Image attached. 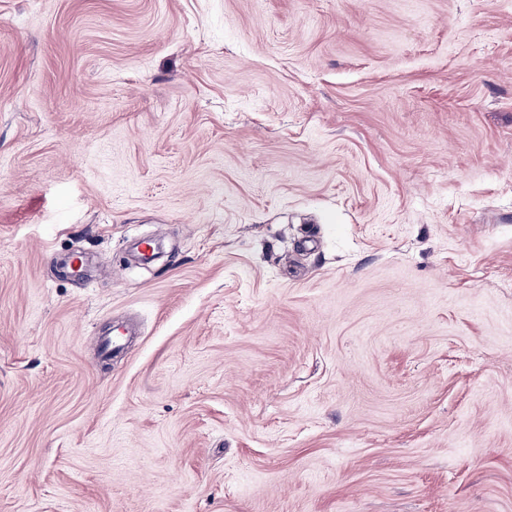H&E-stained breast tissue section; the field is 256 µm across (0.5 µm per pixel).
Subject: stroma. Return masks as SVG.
Masks as SVG:
<instances>
[{
	"label": "stroma",
	"instance_id": "obj_1",
	"mask_svg": "<svg viewBox=\"0 0 512 512\" xmlns=\"http://www.w3.org/2000/svg\"><path fill=\"white\" fill-rule=\"evenodd\" d=\"M0 512H512V0H0Z\"/></svg>",
	"mask_w": 512,
	"mask_h": 512
}]
</instances>
